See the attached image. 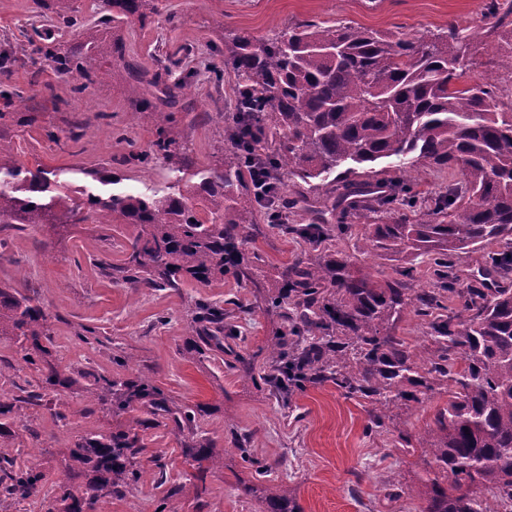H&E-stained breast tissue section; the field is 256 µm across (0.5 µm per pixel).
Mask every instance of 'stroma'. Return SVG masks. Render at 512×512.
Here are the masks:
<instances>
[{
  "mask_svg": "<svg viewBox=\"0 0 512 512\" xmlns=\"http://www.w3.org/2000/svg\"><path fill=\"white\" fill-rule=\"evenodd\" d=\"M489 0H155L157 12L147 25L132 19L112 30L127 56L151 71L170 67L174 77L192 86L189 98L173 105L174 118L188 147V169L159 158L135 162L155 139L154 110H135L131 82L103 79L71 95L73 77L56 73L38 55L25 57L11 76L25 97L42 103L45 84L55 86L71 105L63 112L45 109L33 125L15 128L12 153L22 169L47 172L82 200L85 189L105 195L130 192L162 197L184 190L191 176L223 167L230 153L224 144V118L234 110L236 77L225 71L215 79L208 65L224 58V42L237 34L266 37L274 27L314 20L324 25L351 21L358 26L399 31L416 38L448 24L483 32ZM94 120L95 131L71 141L74 126ZM113 176L110 184L93 181L90 170ZM309 185L281 176L278 198L248 202L250 234L267 267L291 262L311 251L312 243L283 234L274 220L311 224L316 220L304 195ZM137 232L130 224H0V281L37 297L51 316L48 348L61 367L94 377L139 376L160 387L177 406L196 412V436L207 441L215 464L198 468L188 460L184 438L171 428L142 429L147 446L138 459L150 475L123 498L106 501L103 512H267L268 486L287 490L297 512H421L419 495L425 469L422 451H408L400 435L418 440L437 408L448 400L446 387L435 388L420 403L397 404L381 433L365 431L367 401L327 382L278 399L260 379L267 373L259 356L275 336L280 320L253 307L250 287L232 277L203 286L186 278L179 288H131L115 284L100 262H121L123 246ZM363 234L356 226L339 232L333 249L358 255L375 278L389 280L411 270V284L433 288L427 256L401 259L383 252L359 254ZM200 301H221L226 322L238 338V350L257 354L255 377L229 370L228 354L198 358L188 324ZM38 366L24 363L12 337L0 338V400L20 391H38ZM40 391V390H39ZM43 393V392H42ZM65 422H58L57 413ZM110 415L92 411L84 385L43 393L39 404L21 405L0 430V448L36 451L47 480L37 497L21 504L0 501V512H60L57 484L64 460L82 435L108 428ZM250 435L255 456L268 467L269 480L256 478L241 459L236 443ZM163 471L158 486L154 471ZM182 491L168 496V487Z\"/></svg>",
  "mask_w": 512,
  "mask_h": 512,
  "instance_id": "35a3bbf8",
  "label": "stroma"
}]
</instances>
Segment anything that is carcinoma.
I'll use <instances>...</instances> for the list:
<instances>
[{"instance_id":"carcinoma-1","label":"carcinoma","mask_w":512,"mask_h":512,"mask_svg":"<svg viewBox=\"0 0 512 512\" xmlns=\"http://www.w3.org/2000/svg\"><path fill=\"white\" fill-rule=\"evenodd\" d=\"M74 0H36V13L50 27L27 38L62 74L79 83L70 92L121 74L141 90L140 103L172 106L189 85L171 79L172 71L151 72L123 61L122 71L103 70L97 58L107 51L124 57L122 46L106 49L99 32L118 19L148 18L150 0H101V16L81 23ZM484 37L494 38L487 65L512 69V4L494 3L486 15ZM83 29L67 44L55 31ZM475 36L451 23L426 38L403 32L381 33L350 22L335 26L291 23L255 39L237 35L224 64L237 75L236 112L224 123V141L235 153L190 186L188 194L164 198L112 193L90 194L87 214L39 170L19 183L21 168L5 145L13 126L32 125L40 107L13 112L17 89L4 91L0 111L1 224H132L138 232L124 245L125 259L100 263L114 283L133 288H177L190 277L202 285L231 276L255 288V306L282 320L269 344L275 373L265 380L283 392L331 382L368 401V430L384 425L397 402L420 403L435 387L448 386V402L438 409L434 428L422 437L429 449L428 477L421 512H488L492 503L512 502V112L497 111V84L465 81L473 63ZM22 44L0 51V76L10 80L21 61ZM153 155L185 158L182 137L171 113H158ZM262 159L317 189L325 184L317 214L333 224L283 225L286 233L319 242L350 218L366 229L363 252L431 257L439 288L415 290L411 272L377 281L351 256L322 253L297 258L277 268L269 280L262 267L244 263L248 211L244 199L259 200L251 164ZM398 160L399 181L407 186L422 167L453 170L459 180L434 206L406 201L412 216L393 219L397 200L392 183L374 165ZM208 201L203 218L194 200ZM483 252L474 284L457 291L454 261ZM461 298L448 312L446 301ZM408 313L428 319V355L416 352L395 334ZM189 328L197 336L198 356L224 350V307L198 302ZM0 336L13 337L30 364L43 363L45 388L66 389L75 378L52 359L49 315L35 298L0 285ZM88 399L121 416L139 410L158 424L165 420L179 434H194L195 412L173 408L164 393L143 378L95 381ZM146 451L131 427L80 437L66 460L58 484L63 512H98L99 503L122 497L149 472L136 467ZM197 463L213 462L207 444L189 445ZM86 477L83 485L74 481ZM46 480L34 458L23 462L0 448V498H26Z\"/></svg>"}]
</instances>
